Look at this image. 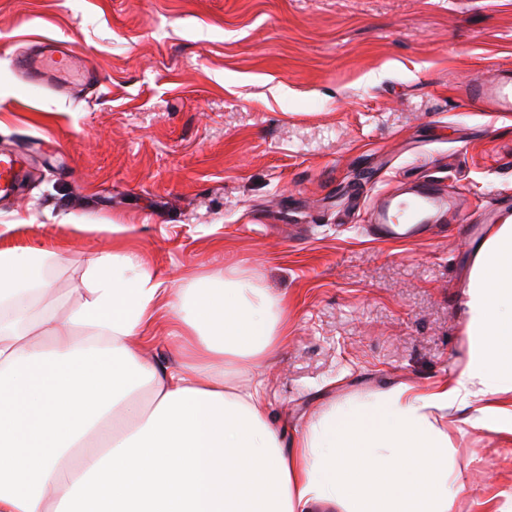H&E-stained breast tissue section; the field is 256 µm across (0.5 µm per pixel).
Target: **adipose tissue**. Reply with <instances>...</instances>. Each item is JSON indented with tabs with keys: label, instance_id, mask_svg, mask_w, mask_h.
I'll return each instance as SVG.
<instances>
[{
	"label": "adipose tissue",
	"instance_id": "ef3b65f1",
	"mask_svg": "<svg viewBox=\"0 0 512 512\" xmlns=\"http://www.w3.org/2000/svg\"><path fill=\"white\" fill-rule=\"evenodd\" d=\"M103 230L112 250L61 319L38 300L69 256L0 249V512H245L228 448L264 469L261 512H451L453 470L408 463L451 448L438 412L512 436V216L473 246L455 380L331 407L289 441L255 376L287 333L282 300L234 269L180 285L127 248L126 225ZM161 322L170 365L147 350ZM228 368L244 385L226 386Z\"/></svg>",
	"mask_w": 512,
	"mask_h": 512
}]
</instances>
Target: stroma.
I'll list each match as a JSON object with an SVG mask.
<instances>
[{
    "label": "stroma",
    "mask_w": 512,
    "mask_h": 512,
    "mask_svg": "<svg viewBox=\"0 0 512 512\" xmlns=\"http://www.w3.org/2000/svg\"><path fill=\"white\" fill-rule=\"evenodd\" d=\"M67 42L94 85L32 84L17 57ZM512 72V0H0V248L65 251L58 313L129 226L145 263L233 267L287 304L261 371L269 421L303 435L332 404L452 380L483 215L512 198V114L459 89ZM425 184L463 225L376 241L377 196ZM449 409L452 512H512V440Z\"/></svg>",
    "instance_id": "1"
}]
</instances>
